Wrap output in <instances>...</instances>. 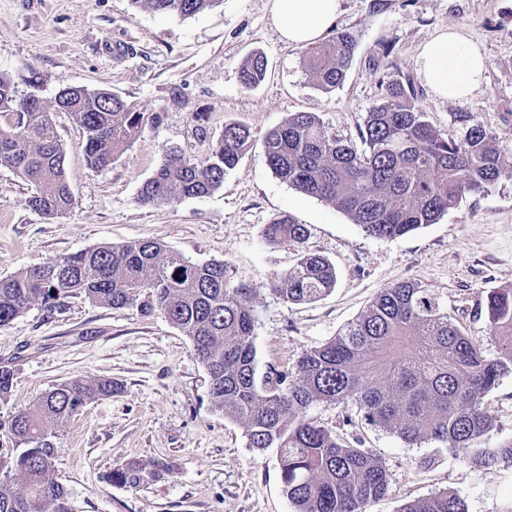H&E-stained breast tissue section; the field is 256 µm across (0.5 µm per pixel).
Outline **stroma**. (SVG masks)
I'll return each instance as SVG.
<instances>
[{
  "label": "stroma",
  "mask_w": 512,
  "mask_h": 512,
  "mask_svg": "<svg viewBox=\"0 0 512 512\" xmlns=\"http://www.w3.org/2000/svg\"><path fill=\"white\" fill-rule=\"evenodd\" d=\"M335 28L354 36L357 48L344 83L324 92L301 48L281 41L271 0H222L190 17L155 13L141 0H0V73L14 79L18 96L50 105L66 87L105 90L146 115L140 136L94 170L84 161L82 130L56 113L73 196L66 213L33 210L32 186L0 164V279L136 240L158 241L195 262H223L230 285L252 291L262 373L292 368L402 280L430 288L467 335L488 341L473 310L489 289L512 286V176L464 196L437 223L377 239L333 204L277 178L263 139L295 112L319 113L339 136L357 139L387 84L409 80L434 128L461 137L457 113H474L512 163V0H341ZM446 28L461 30L488 60L484 83L463 105L434 97L416 73L419 47ZM115 44L121 54H110ZM254 52L266 57L267 74L247 89L239 70ZM379 56L383 64L373 66ZM231 121L250 127L251 144L220 188L162 206L139 203L167 152L205 160ZM284 214L306 225L304 250L336 269L334 291L316 302L288 303L271 290V276L299 259L295 245L264 237ZM3 365L15 373L11 394L0 400L3 421L76 379L121 386L50 429L53 477L69 491L73 512H294L276 449L249 448L244 425L213 410L205 365L163 314L80 296L50 310L36 304L0 326ZM484 401L494 414L491 444L512 439V373ZM311 414L344 439L361 437L387 468L388 491L365 512H399L446 488L468 512H512V466H474L435 442L408 445L368 425L353 402L320 404ZM133 460L160 461L166 470L135 488L106 483L115 466Z\"/></svg>",
  "instance_id": "35a3bbf8"
}]
</instances>
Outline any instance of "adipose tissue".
<instances>
[{
	"mask_svg": "<svg viewBox=\"0 0 512 512\" xmlns=\"http://www.w3.org/2000/svg\"><path fill=\"white\" fill-rule=\"evenodd\" d=\"M341 0H272L273 19L283 41L304 47L333 28ZM488 63L460 31L437 32L422 44L416 59L420 81L437 98L464 103L484 81Z\"/></svg>",
	"mask_w": 512,
	"mask_h": 512,
	"instance_id": "ef3b65f1",
	"label": "adipose tissue"
}]
</instances>
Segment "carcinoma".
I'll use <instances>...</instances> for the list:
<instances>
[{
    "instance_id": "obj_1",
    "label": "carcinoma",
    "mask_w": 512,
    "mask_h": 512,
    "mask_svg": "<svg viewBox=\"0 0 512 512\" xmlns=\"http://www.w3.org/2000/svg\"><path fill=\"white\" fill-rule=\"evenodd\" d=\"M141 1L157 13L183 17L223 2L133 0ZM355 47L352 36L340 31L305 49L319 88L330 92L343 84ZM266 72V58L254 54L241 70V82L255 88ZM414 95L410 83L388 84L382 102L367 113L357 143L339 137L316 112L290 113L265 135L267 165L289 186L336 205L380 239L434 224L465 195L512 176V166L474 114L459 115L464 135L455 139L428 123ZM19 100L13 80L0 74V164L33 185L29 206L48 216L72 206L53 112L69 113L83 129L85 160L93 169L111 165L142 131L144 114L107 92L65 88L55 108L41 103L17 121ZM250 135L244 123L225 124L201 163L170 152L138 200L162 205L212 194L238 164ZM265 236L300 252L295 266L272 278L280 298L311 303L334 290V265L304 249L305 225L285 215L267 226ZM77 295L115 309L159 311L187 336L208 370L212 408L244 424L249 447L278 450L281 482L295 512H364L389 485L386 469L361 438L346 442L309 414L319 403L353 401L367 424L410 445L433 441L475 465H512V439L495 448L481 446L493 430L484 396L512 373V288L490 290L474 310L487 323L492 351L466 335L429 289L404 280L383 289L343 333L307 350L293 371L260 374L251 290L230 286L222 262L176 258L164 245L143 240L82 250L0 279V325L36 302L52 308ZM118 391L110 379L74 380L0 422L16 446L13 474L0 479V512H72L69 492L53 478L55 448L47 426ZM162 471L156 461L129 462L113 468L106 482L132 487ZM401 512H467V506L443 489L405 503Z\"/></svg>"
}]
</instances>
